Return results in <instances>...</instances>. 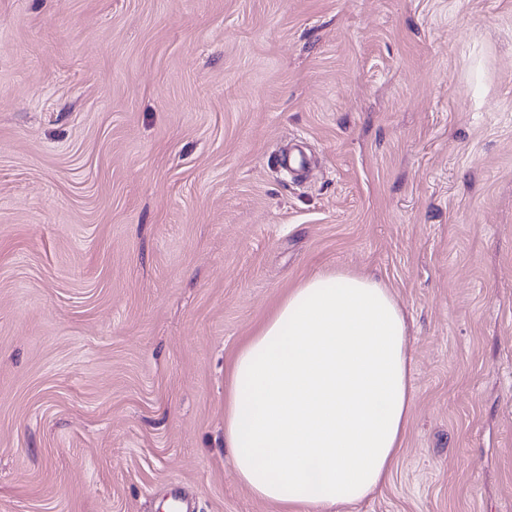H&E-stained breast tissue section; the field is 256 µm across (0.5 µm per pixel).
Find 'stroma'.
I'll return each instance as SVG.
<instances>
[{
    "mask_svg": "<svg viewBox=\"0 0 512 512\" xmlns=\"http://www.w3.org/2000/svg\"><path fill=\"white\" fill-rule=\"evenodd\" d=\"M329 267L410 327L338 512H512V0H0V512H277L224 370Z\"/></svg>",
    "mask_w": 512,
    "mask_h": 512,
    "instance_id": "stroma-1",
    "label": "stroma"
}]
</instances>
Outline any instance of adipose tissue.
<instances>
[{
	"instance_id": "ef3b65f1",
	"label": "adipose tissue",
	"mask_w": 512,
	"mask_h": 512,
	"mask_svg": "<svg viewBox=\"0 0 512 512\" xmlns=\"http://www.w3.org/2000/svg\"><path fill=\"white\" fill-rule=\"evenodd\" d=\"M406 316L377 276L303 279L227 366L224 446L282 512H336L384 486L410 420Z\"/></svg>"
}]
</instances>
